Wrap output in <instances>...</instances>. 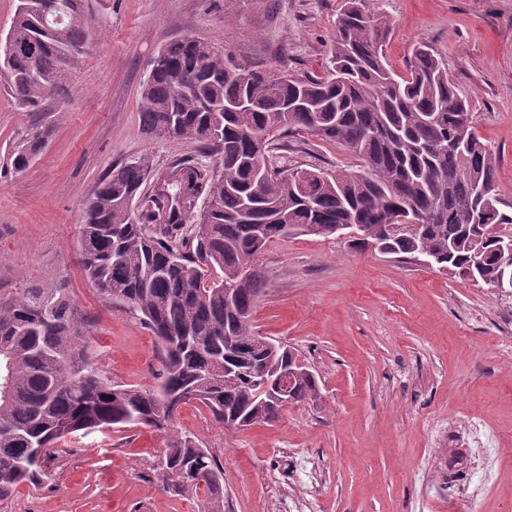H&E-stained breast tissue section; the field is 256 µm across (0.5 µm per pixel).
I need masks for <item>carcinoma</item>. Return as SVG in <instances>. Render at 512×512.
<instances>
[{
  "label": "carcinoma",
  "instance_id": "cac0c4a2",
  "mask_svg": "<svg viewBox=\"0 0 512 512\" xmlns=\"http://www.w3.org/2000/svg\"><path fill=\"white\" fill-rule=\"evenodd\" d=\"M22 2L0 38V74L18 106L37 110L65 90L85 54L90 21L82 0ZM384 16L365 0H346L324 76H299L241 62L190 37L157 54L141 83L142 130L197 143L216 156L208 172L189 162L158 177L145 159L112 167L96 185L97 203L82 213L80 263L100 295L139 312L149 329L162 322L176 337L165 350L161 383L114 385L86 346L91 322L61 285L0 288V500L46 476L50 451L77 433L148 426L168 433L162 476L180 488L203 484L216 504L224 497L214 456L174 429L190 391L220 423L238 415L269 423L282 407L253 393L258 365L288 367L286 346L256 345L252 316L264 291L258 268L234 281L237 310L224 303L225 278L287 237H328L338 224H361L356 250L383 245L390 255L422 249L444 272L496 287L512 278V249L501 230L512 204L498 190L499 157L470 122V106L448 77L445 59L414 48L403 75L383 53ZM306 132L357 158L353 169L280 168L269 160L275 133ZM40 128L11 155L27 169L45 148ZM151 204L138 199L151 179ZM203 206H197L200 196ZM199 210L197 222L185 218ZM418 216L420 223H401ZM318 395L314 375L296 380L294 402Z\"/></svg>",
  "mask_w": 512,
  "mask_h": 512
}]
</instances>
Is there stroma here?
<instances>
[{
	"mask_svg": "<svg viewBox=\"0 0 512 512\" xmlns=\"http://www.w3.org/2000/svg\"><path fill=\"white\" fill-rule=\"evenodd\" d=\"M91 44L66 91L22 111L0 84V288H70L93 321L91 354L113 384L148 387L162 371L157 338L112 305L79 265L81 214L113 165L147 159L214 168L195 143L141 130L140 84L169 41L192 37L271 69L323 75L345 0H85ZM389 19L385 55L405 73L425 43L471 104L475 133L499 155L512 203V0H367ZM53 135L30 167L12 149L37 126ZM281 167L355 165L317 137L283 135ZM266 279L253 324L291 347L317 379L316 400L268 424L227 429L202 404L175 427L224 469V512H451L461 492L482 512H512V290L473 284L330 236L295 235L259 256ZM479 417L504 447L483 449L453 420ZM477 468L449 477L452 446ZM164 432L137 426L59 444L42 484L23 483L0 512H208L205 488L175 489L159 469Z\"/></svg>",
	"mask_w": 512,
	"mask_h": 512,
	"instance_id": "35a3bbf8",
	"label": "stroma"
}]
</instances>
